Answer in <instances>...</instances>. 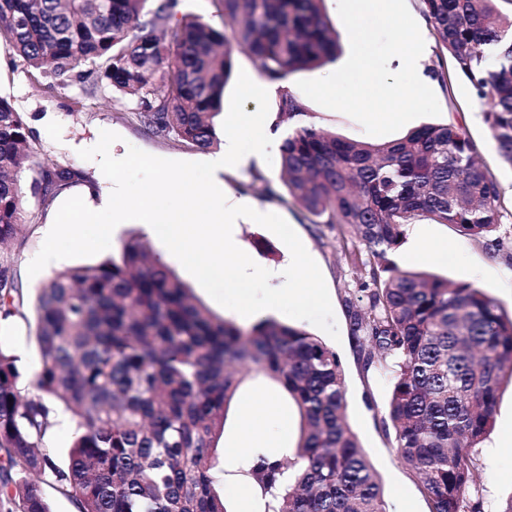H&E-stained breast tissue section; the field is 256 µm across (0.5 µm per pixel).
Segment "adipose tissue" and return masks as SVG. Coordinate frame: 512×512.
I'll use <instances>...</instances> for the list:
<instances>
[{
    "label": "adipose tissue",
    "instance_id": "adipose-tissue-1",
    "mask_svg": "<svg viewBox=\"0 0 512 512\" xmlns=\"http://www.w3.org/2000/svg\"><path fill=\"white\" fill-rule=\"evenodd\" d=\"M395 58L399 66L408 69L414 78V91L426 90L430 79L424 62L430 49L426 40L398 35ZM247 154H242L236 140H227L222 155L209 158L207 167L211 175L206 201H198L190 187H182L183 203L170 206L166 200L168 186L155 185L146 189L139 212V219L146 231L161 229L168 251L183 264L193 268L200 279L208 280L223 275L226 267L239 268L244 279L255 278L256 272L235 243L234 227L239 218L250 213L249 202L238 199L227 201L221 175L228 164H245ZM125 196L120 182H112L100 191L85 195L87 206L83 213V227L72 234L62 233L59 224L48 225L51 244L35 261L40 270L56 266L61 256L77 245H91L111 237L112 227L99 222L98 214L112 213L123 216L122 201Z\"/></svg>",
    "mask_w": 512,
    "mask_h": 512
}]
</instances>
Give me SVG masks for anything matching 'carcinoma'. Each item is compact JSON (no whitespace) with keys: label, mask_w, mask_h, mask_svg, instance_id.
<instances>
[{"label":"carcinoma","mask_w":512,"mask_h":512,"mask_svg":"<svg viewBox=\"0 0 512 512\" xmlns=\"http://www.w3.org/2000/svg\"><path fill=\"white\" fill-rule=\"evenodd\" d=\"M215 2L228 33L178 15L179 0H0V35L48 90L76 79L91 96L132 95L148 133L206 150L238 50L270 84L340 53L322 0ZM497 2L422 0L436 42L428 73L447 87L452 60L486 105L488 139L512 168V15ZM275 113L288 125L282 186L257 176L249 188L354 235L348 257L365 302L351 311L352 334L364 368L390 375L384 422L398 458L428 512H465L473 449L493 427L503 380H512V316L479 287L404 270L390 256L423 218L504 246L499 183L460 126L350 140L304 121L307 104L288 90ZM31 166L27 125L0 97V322L21 298L3 247L21 233L18 174ZM75 176L68 166L43 169L41 190H62ZM35 311L37 394L22 386L19 356L0 342V502L51 512L42 490L50 475L80 512H229L214 477L217 446L245 378L238 367L252 364L288 394L301 421L293 458L253 448L235 471L253 485L257 512H387L347 423L336 351L274 318L245 330L214 313L142 236L55 275ZM61 413L75 423L63 468L46 443Z\"/></svg>","instance_id":"1"}]
</instances>
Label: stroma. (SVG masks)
Returning <instances> with one entry per match:
<instances>
[{
    "label": "stroma",
    "instance_id": "1",
    "mask_svg": "<svg viewBox=\"0 0 512 512\" xmlns=\"http://www.w3.org/2000/svg\"><path fill=\"white\" fill-rule=\"evenodd\" d=\"M349 3L350 0L322 3L324 13L340 36L342 55L335 63L293 74L285 84L286 89L307 102L318 126L351 140L379 143L424 124L454 123L465 127L499 182L500 233L512 242V168L500 163L490 145L485 107L470 85L449 78L447 86L433 85L418 104L400 113L386 92L390 86L408 92L412 82L407 70L390 62L395 29L427 38L432 35L421 0H385L387 15L383 18L372 14L354 17ZM362 31L369 35L375 49L367 67L381 74L382 87L370 104L351 98L339 107L323 90L338 73L348 69L354 41ZM0 97L23 114L35 149L32 169L19 175L26 221L18 241L9 250L23 299L18 314L0 327V338L6 339L20 356L23 380L28 383L39 364L34 303L39 288L47 282L32 261L47 246V224L63 215L69 223H76L84 204V186L106 185L116 175L124 183L125 201L130 207L139 206L145 189L164 175L175 182L187 180L199 198H206L209 176L201 162L202 150L148 135L131 121L129 114L137 106L136 98L109 92L89 97L76 81L47 91L40 76L2 38ZM277 98V93L258 76L252 59L237 53L221 112L215 119L217 141L209 152L223 153L224 142L229 138L249 144L264 123L275 125L278 137H285L286 126L275 123ZM103 140L128 158V165L120 172H113L111 164L103 159L99 146ZM56 165L73 168L77 176L70 187L46 201L33 189L34 171ZM279 175L280 145L275 142L248 166L227 167L224 188L227 193L239 196L246 194L254 177L275 183ZM254 204L270 213L273 220L268 224L239 225L237 237L242 249L256 266L285 265L289 271L287 276L270 282L254 281L249 287L251 297L263 300L270 288H277L282 300L273 311V318L318 336L341 356L348 422L381 480L389 512H428L415 474L400 462L394 434L382 422L390 377L365 370L357 356L348 303L357 296L360 273L345 258L339 226L312 223L309 214L276 198H258ZM424 246L450 249L453 257L445 262L421 259L419 250ZM393 259L407 270L426 271L454 283L482 288L506 313L512 314V246L502 250L486 247L452 226L423 220L407 226L405 240ZM168 264L211 310L237 319L240 295L235 270H225L223 283L205 285L177 259H169ZM271 392V382L263 374L252 372L246 376L231 406L220 448L241 445L252 427L276 437L282 447H295L300 419L293 403L279 400L281 418L277 421L261 414L250 420L244 417L257 395ZM473 456L474 480L467 495L470 504L478 506L479 512H502L512 498V385L503 384L494 426Z\"/></svg>",
    "mask_w": 512,
    "mask_h": 512
}]
</instances>
